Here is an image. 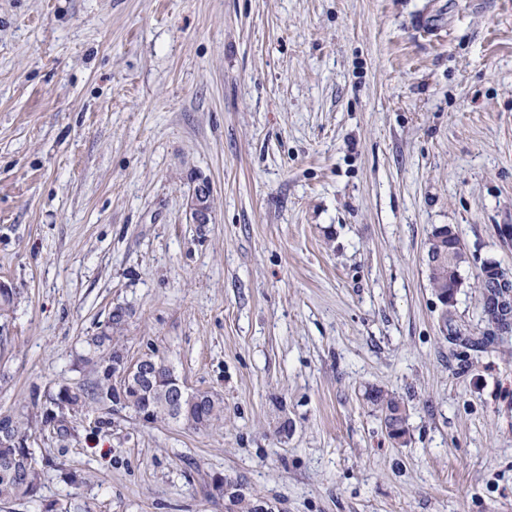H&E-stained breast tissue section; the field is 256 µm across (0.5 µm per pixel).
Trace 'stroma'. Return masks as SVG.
Here are the masks:
<instances>
[{
	"instance_id": "stroma-1",
	"label": "stroma",
	"mask_w": 512,
	"mask_h": 512,
	"mask_svg": "<svg viewBox=\"0 0 512 512\" xmlns=\"http://www.w3.org/2000/svg\"><path fill=\"white\" fill-rule=\"evenodd\" d=\"M501 224L512 0H0V414L43 471L0 512H224L217 475L273 512H512V334L475 343ZM441 226L468 256L448 307ZM117 306L113 346L221 420L42 426ZM212 190L209 181L205 178H198L192 192L186 199V217L190 224L212 223V212L210 200ZM175 391L171 394V407L173 411L182 412L184 403L188 406L193 405H208L214 403V398L207 392H197L194 394H188L182 388V385L177 379H174ZM370 403L378 408L382 413L389 412L390 415L385 418L386 426L388 429L393 426L401 427L403 424H407V414L403 403L392 394H384L381 391H375L368 395ZM400 406H403V416L394 417L392 413L399 410Z\"/></svg>"
}]
</instances>
